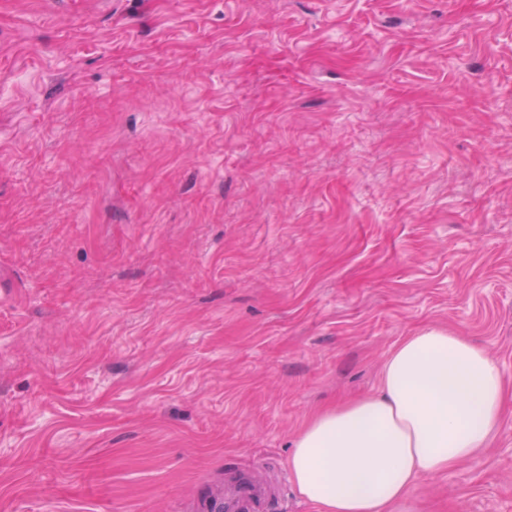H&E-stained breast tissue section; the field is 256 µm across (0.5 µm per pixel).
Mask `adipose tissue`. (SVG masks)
I'll list each match as a JSON object with an SVG mask.
<instances>
[{
	"label": "adipose tissue",
	"instance_id": "obj_1",
	"mask_svg": "<svg viewBox=\"0 0 512 512\" xmlns=\"http://www.w3.org/2000/svg\"><path fill=\"white\" fill-rule=\"evenodd\" d=\"M506 378L468 338L427 328L388 357L378 393L321 410L299 430L288 470L319 512H391L415 482L488 447Z\"/></svg>",
	"mask_w": 512,
	"mask_h": 512
}]
</instances>
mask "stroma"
Returning <instances> with one entry per match:
<instances>
[{"instance_id":"stroma-1","label":"stroma","mask_w":512,"mask_h":512,"mask_svg":"<svg viewBox=\"0 0 512 512\" xmlns=\"http://www.w3.org/2000/svg\"><path fill=\"white\" fill-rule=\"evenodd\" d=\"M427 327L512 382V0H0V512H316ZM391 512H512V405ZM264 496L258 493L252 486L244 485L239 488L235 499V508L233 512H261L260 503L264 500Z\"/></svg>"}]
</instances>
